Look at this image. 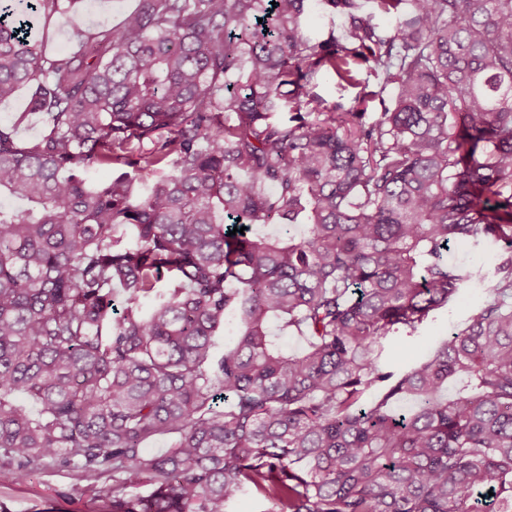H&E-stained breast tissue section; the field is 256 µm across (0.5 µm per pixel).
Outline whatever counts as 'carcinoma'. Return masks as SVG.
<instances>
[{"label":"carcinoma","instance_id":"1","mask_svg":"<svg viewBox=\"0 0 512 512\" xmlns=\"http://www.w3.org/2000/svg\"><path fill=\"white\" fill-rule=\"evenodd\" d=\"M76 2L0 0V101L26 87L45 120L29 143L0 122L15 479L110 472L112 512L249 491L265 512H512V0H374L386 31L321 0L349 45L307 33L308 0H138L46 55L38 21ZM353 59L395 90L369 121L315 92ZM458 242L497 246L493 275L451 264ZM466 284L476 313L386 370L387 340Z\"/></svg>","mask_w":512,"mask_h":512}]
</instances>
